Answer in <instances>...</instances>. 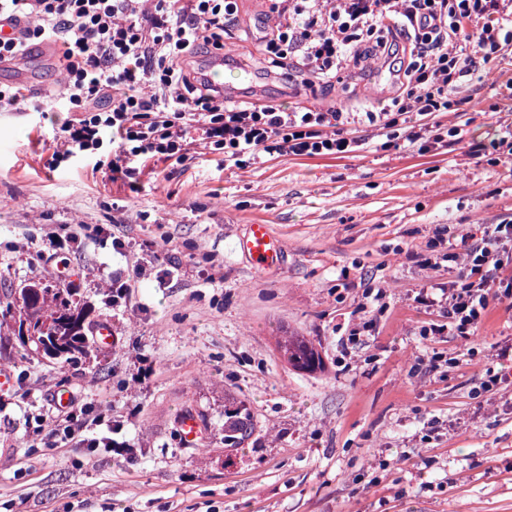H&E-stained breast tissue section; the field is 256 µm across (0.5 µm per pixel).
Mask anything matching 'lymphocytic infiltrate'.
<instances>
[{"label": "lymphocytic infiltrate", "mask_w": 512, "mask_h": 512, "mask_svg": "<svg viewBox=\"0 0 512 512\" xmlns=\"http://www.w3.org/2000/svg\"><path fill=\"white\" fill-rule=\"evenodd\" d=\"M238 0H0V17L24 20L17 39H0V57L42 41L58 45L63 79L54 104L71 115L56 140L51 167L112 145L113 177L133 179L149 160H189L192 147L247 167L264 155L343 157L366 143L371 128L390 146L407 141L426 152L456 139L458 125L437 115L457 111L455 93L478 62L512 50V0H269L271 25L260 51L293 70L299 91L331 88L351 59L376 45L388 67H400L397 93L364 112L333 106L233 102L199 76L195 59L224 49L238 16ZM399 34L402 45L379 39ZM512 252V223L485 229L466 251L459 279L417 303L440 307L443 323L423 327L422 338L476 331L490 306L511 290L496 291L491 276ZM93 403L39 418L36 436L50 448L132 451L121 422L99 432Z\"/></svg>", "instance_id": "obj_1"}]
</instances>
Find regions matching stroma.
I'll return each instance as SVG.
<instances>
[{
  "instance_id": "35a3bbf8",
  "label": "stroma",
  "mask_w": 512,
  "mask_h": 512,
  "mask_svg": "<svg viewBox=\"0 0 512 512\" xmlns=\"http://www.w3.org/2000/svg\"><path fill=\"white\" fill-rule=\"evenodd\" d=\"M265 18L264 0H242L240 43L215 79L248 100L292 106L294 80L257 52ZM240 64L258 70L254 83L239 79ZM382 67L364 55L319 103L356 110L392 97ZM494 67L489 82L463 86L462 112L440 116L462 125V141L431 152L373 139L345 158L268 156L239 168L202 149L181 165L147 163L132 189L87 157L49 169L69 115L30 111L28 99L60 79L57 65L40 66L26 102L0 112V298L33 277L55 279V261L39 251L56 226H99L69 254L70 279L115 341L63 365L0 338V370L12 376L0 394V512H512V384L472 394L497 350L512 346V301L495 302L473 335L432 342L419 331L439 311L414 301L455 280L462 264L444 255L464 252L462 237L512 219V154L489 146L512 124L502 109L512 53ZM476 142L487 146L477 158ZM250 224L282 240L279 269L237 252ZM116 237L155 251L117 308L106 287L128 261ZM369 287L384 289L383 301H366ZM365 321V346L344 352L337 328ZM287 331L315 344L324 371L282 361ZM142 357L154 364L143 384L133 377ZM62 385L94 402L103 423L124 422L134 460L38 440L35 419L54 415ZM228 392L255 422L229 455ZM188 413L199 423L193 446L180 434ZM408 450L416 460H404Z\"/></svg>"
}]
</instances>
